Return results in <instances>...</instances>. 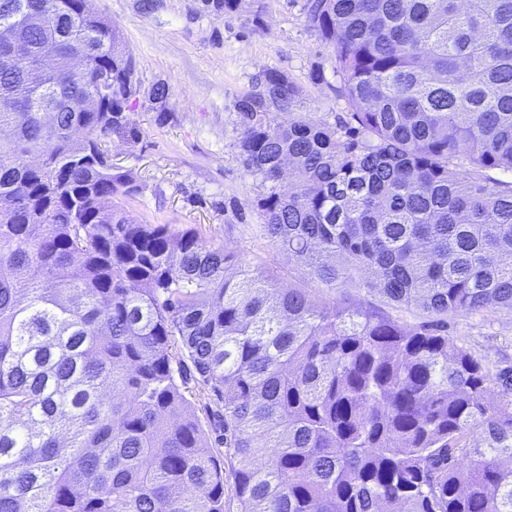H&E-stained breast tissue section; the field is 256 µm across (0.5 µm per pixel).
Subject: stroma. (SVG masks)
Listing matches in <instances>:
<instances>
[{"label": "stroma", "instance_id": "stroma-1", "mask_svg": "<svg viewBox=\"0 0 512 512\" xmlns=\"http://www.w3.org/2000/svg\"><path fill=\"white\" fill-rule=\"evenodd\" d=\"M306 0H245L227 16L204 0H91L123 32L139 61L136 77L144 92L128 112L126 133L111 140L112 164L131 172L139 192L132 203L141 223L202 229L206 239L324 300L343 298L375 306L364 288L329 292L307 282L300 267L279 251L261 229L256 201L263 188L239 155L234 103L271 70L296 87L295 111L333 123L346 117L333 53L305 22ZM166 83L164 103L147 91ZM454 343L512 367V313L482 311L448 319Z\"/></svg>", "mask_w": 512, "mask_h": 512}]
</instances>
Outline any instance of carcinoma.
<instances>
[{"label": "carcinoma", "mask_w": 512, "mask_h": 512, "mask_svg": "<svg viewBox=\"0 0 512 512\" xmlns=\"http://www.w3.org/2000/svg\"><path fill=\"white\" fill-rule=\"evenodd\" d=\"M18 2L0 0L31 56L0 43V512H512V370L445 336L450 315L512 312V182L485 175L512 173V0H308L348 120L293 111L278 71L234 104L267 237L418 325L136 222L134 177L97 159L138 69L122 31L83 0L54 24ZM100 72L111 96L74 111Z\"/></svg>", "instance_id": "obj_1"}]
</instances>
